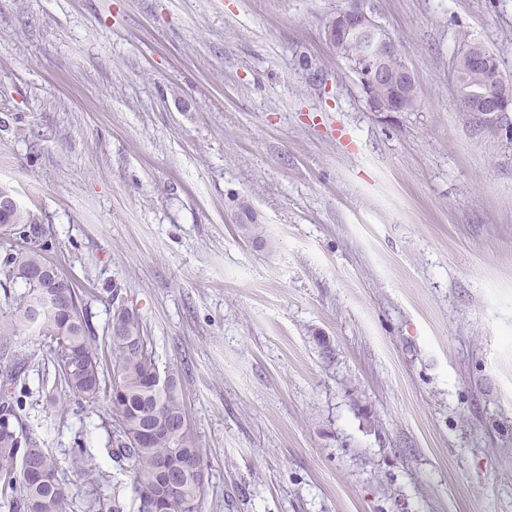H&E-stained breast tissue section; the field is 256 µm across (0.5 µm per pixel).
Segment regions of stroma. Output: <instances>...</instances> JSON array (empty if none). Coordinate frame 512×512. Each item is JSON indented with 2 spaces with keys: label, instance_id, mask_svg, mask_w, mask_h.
I'll return each mask as SVG.
<instances>
[{
  "label": "stroma",
  "instance_id": "1",
  "mask_svg": "<svg viewBox=\"0 0 512 512\" xmlns=\"http://www.w3.org/2000/svg\"><path fill=\"white\" fill-rule=\"evenodd\" d=\"M348 5L0 0V185L96 336L137 312L178 375L202 512H512V145L451 73L472 42L512 80V0H367L415 112L332 52ZM20 341L30 432L111 492L108 398L50 404Z\"/></svg>",
  "mask_w": 512,
  "mask_h": 512
}]
</instances>
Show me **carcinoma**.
Segmentation results:
<instances>
[{"mask_svg":"<svg viewBox=\"0 0 512 512\" xmlns=\"http://www.w3.org/2000/svg\"><path fill=\"white\" fill-rule=\"evenodd\" d=\"M336 56L351 69L368 52V44L353 39ZM469 47L454 58L460 111L474 126L489 131L475 111L477 92L487 88L489 75L500 73L499 60L487 53L490 70L474 71L466 64ZM0 275L20 282L23 291L11 297L0 313V512H201L204 493L203 449L194 433L176 376L161 374L154 344L140 318L116 308L107 347L112 359L99 353L98 337L76 284L46 257L52 249L30 212L13 204L0 213ZM49 266L55 285L26 277L30 270ZM35 329L48 348L61 384L50 399L67 408L93 403L102 395L112 405V461L116 471L132 478L135 497L128 504L120 484L112 496L82 504L69 500L63 469L56 454L40 445L23 423V402L16 390L29 367L30 354L17 344L25 330ZM71 468L92 476L94 468L76 442Z\"/></svg>","mask_w":512,"mask_h":512,"instance_id":"cac0c4a2","label":"carcinoma"}]
</instances>
